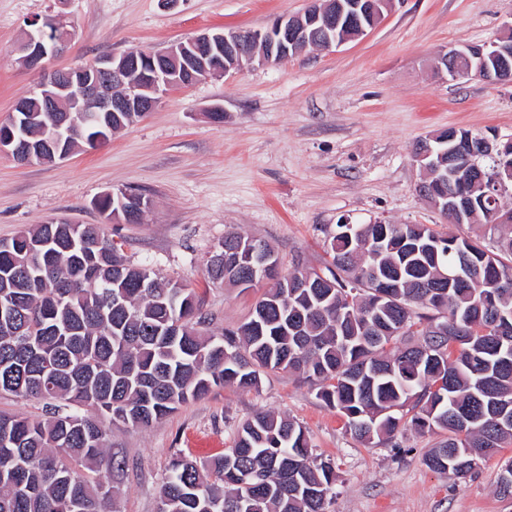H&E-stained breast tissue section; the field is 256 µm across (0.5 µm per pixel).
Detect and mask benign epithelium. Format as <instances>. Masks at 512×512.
Listing matches in <instances>:
<instances>
[{
    "label": "benign epithelium",
    "mask_w": 512,
    "mask_h": 512,
    "mask_svg": "<svg viewBox=\"0 0 512 512\" xmlns=\"http://www.w3.org/2000/svg\"><path fill=\"white\" fill-rule=\"evenodd\" d=\"M396 0H308L305 10L297 15H282L263 29L204 32L178 42L160 52H148L143 61L149 64L146 80L135 83L129 73L138 67V54L105 55L88 66L69 70H48L53 57L71 42L72 36L62 28V21L47 18L35 24L33 31L16 44L12 54L27 69L40 75L35 86L40 111L57 112L58 119L51 132L43 134L41 143L29 142L6 128L0 137V153L7 154L19 165L32 162H55L70 156L59 149L61 132L68 134L81 125L94 122L101 112H127L132 122L154 110L160 98L171 89L193 84L213 75L238 71L246 65H260L273 59H286L291 54L312 45L322 50L338 47L349 41L333 35L336 18L352 12L379 18L392 10ZM504 34L483 44L452 47L437 58L436 70L452 77L478 76L488 82L512 80L508 58L512 56V13ZM464 61L462 69L457 63ZM429 134L413 156L423 172L417 185L419 194L451 224H470L473 214L448 193V199L430 196V179L455 185L485 187L480 167L472 161L477 156L490 158L500 168L512 170V138L479 135L448 148L437 149Z\"/></svg>",
    "instance_id": "benign-epithelium-1"
}]
</instances>
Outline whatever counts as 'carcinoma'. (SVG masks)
Listing matches in <instances>:
<instances>
[{
	"instance_id": "1",
	"label": "carcinoma",
	"mask_w": 512,
	"mask_h": 512,
	"mask_svg": "<svg viewBox=\"0 0 512 512\" xmlns=\"http://www.w3.org/2000/svg\"><path fill=\"white\" fill-rule=\"evenodd\" d=\"M32 108L18 132L55 122ZM116 130L103 113L77 142L94 149ZM471 197L489 242L342 223L323 273H284L270 248L254 272L249 237L226 233L208 279L267 288L220 336L198 328L192 289L130 264L97 224L51 222L0 241V391L45 404L36 419L0 414V512H111L101 474L126 462L101 417L147 427L216 387L257 390L265 371L305 375L365 443L408 425L442 431L427 466L474 472L472 461L512 446V223L488 224L482 192ZM462 265L468 281L449 282ZM334 481L299 423L257 411L223 456L171 459L158 512H326Z\"/></svg>"
}]
</instances>
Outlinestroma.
<instances>
[{"label": "stroma", "mask_w": 512, "mask_h": 512, "mask_svg": "<svg viewBox=\"0 0 512 512\" xmlns=\"http://www.w3.org/2000/svg\"><path fill=\"white\" fill-rule=\"evenodd\" d=\"M307 0H0V121L35 87L12 47L48 17L76 35L54 67L106 54L162 49L212 28H263L301 13ZM512 0H399L367 35L338 48H309L168 92L153 111L93 150L54 163L18 165L0 154V240L52 221L105 224L93 201L136 190L151 205L139 224H105L135 265L196 289L204 330L243 322L262 291L206 281L204 262L234 230L267 241L283 268L324 267L340 221L425 224L459 236L478 226L445 223L417 193L411 147L439 128L512 137V84L438 73L451 47L500 35ZM224 112L213 122L214 107ZM264 409L306 428L336 480L327 512H512L498 476L512 447L464 478L425 462L433 434L408 428L366 444L295 373L270 372L259 390L224 386L148 427L116 425L112 449L127 467L112 483L113 512H157L170 460L211 459L232 448L237 426Z\"/></svg>", "instance_id": "35a3bbf8"}]
</instances>
